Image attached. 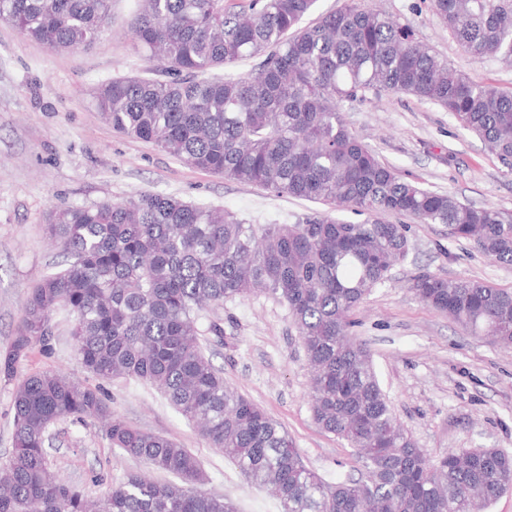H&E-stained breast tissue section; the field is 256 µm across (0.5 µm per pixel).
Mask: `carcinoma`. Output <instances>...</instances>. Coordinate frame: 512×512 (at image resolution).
<instances>
[{"instance_id":"obj_1","label":"carcinoma","mask_w":512,"mask_h":512,"mask_svg":"<svg viewBox=\"0 0 512 512\" xmlns=\"http://www.w3.org/2000/svg\"><path fill=\"white\" fill-rule=\"evenodd\" d=\"M316 0H139L134 49L153 77L102 84L96 107L112 129L150 142L192 168L363 216L320 212L292 224H245L220 208L144 192L122 202L62 205L49 238L66 266L29 292L0 376L53 336L52 315L74 316L72 340L100 380H135L163 393L281 512H481L512 489V456L450 450L431 462L397 422L348 315L391 279L409 251L405 216L446 224L491 261L512 266V210L432 191L380 162L350 129L343 102L401 92L430 101L479 136L512 171V88L478 81L440 58L413 29L348 0L315 23ZM448 34L475 59L512 65V0H429ZM109 0H0V20L57 50L91 45ZM255 59L246 76L224 74ZM423 304L512 349V291L465 277L420 273ZM264 292L285 303L310 366V408L346 441L361 476L328 483L288 434L224 382L205 354L201 312ZM14 448L0 466V512H235L200 489L190 450L131 426L100 386L45 371L14 391ZM93 419L125 455L174 477L128 472L90 499L50 463L46 432Z\"/></svg>"}]
</instances>
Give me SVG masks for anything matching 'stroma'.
Returning <instances> with one entry per match:
<instances>
[{"label":"stroma","mask_w":512,"mask_h":512,"mask_svg":"<svg viewBox=\"0 0 512 512\" xmlns=\"http://www.w3.org/2000/svg\"><path fill=\"white\" fill-rule=\"evenodd\" d=\"M410 25L450 66L500 87H512V66L464 53L428 0H358ZM136 0H111L106 31L93 45L56 51L0 21V354L18 326L30 289L59 270L60 248L46 226L61 203L93 205L149 191L219 207L248 224H290L315 203L191 168L154 144L114 132L94 99L96 88L152 67L128 36ZM355 134L404 177L478 206L512 210V173L483 140L439 106L402 93L343 105ZM409 255L392 278L372 290L350 318L392 410L425 457L451 449L493 448L512 455V349L465 330L419 302L411 279L422 272L464 276L512 290V267L493 263L444 224L408 225ZM223 338L208 336V353L224 381L263 408L287 432L305 464L325 481L356 474L347 443L325 432L309 407L307 360L286 304L252 295L216 309ZM54 336L32 350L19 372L60 371L84 381L71 340L72 316L53 315ZM115 412L135 428L190 449L210 478L208 492L237 512H280L278 502L249 484L223 453L153 387L104 383ZM49 458L86 495L144 470L113 448L94 421L64 419L49 429Z\"/></svg>","instance_id":"1"}]
</instances>
